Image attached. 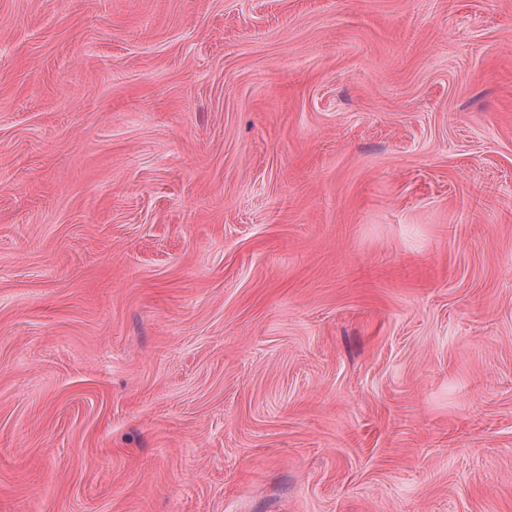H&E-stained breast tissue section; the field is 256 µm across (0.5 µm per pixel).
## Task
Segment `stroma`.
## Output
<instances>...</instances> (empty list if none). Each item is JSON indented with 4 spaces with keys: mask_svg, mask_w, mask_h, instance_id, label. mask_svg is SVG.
I'll return each mask as SVG.
<instances>
[{
    "mask_svg": "<svg viewBox=\"0 0 512 512\" xmlns=\"http://www.w3.org/2000/svg\"><path fill=\"white\" fill-rule=\"evenodd\" d=\"M0 512H512V0H0Z\"/></svg>",
    "mask_w": 512,
    "mask_h": 512,
    "instance_id": "1",
    "label": "stroma"
}]
</instances>
